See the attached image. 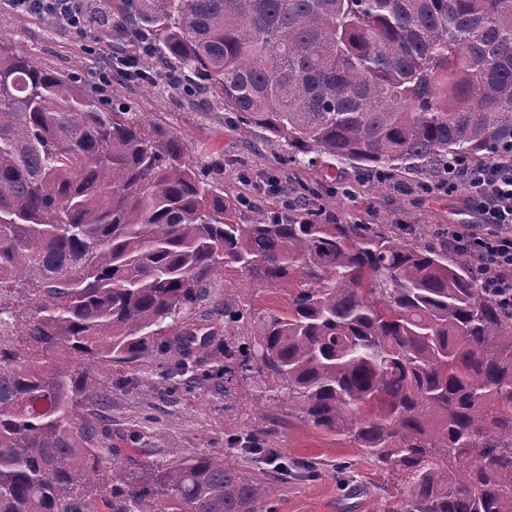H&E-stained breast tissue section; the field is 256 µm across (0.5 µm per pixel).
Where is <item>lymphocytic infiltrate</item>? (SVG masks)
Here are the masks:
<instances>
[{
  "label": "lymphocytic infiltrate",
  "mask_w": 512,
  "mask_h": 512,
  "mask_svg": "<svg viewBox=\"0 0 512 512\" xmlns=\"http://www.w3.org/2000/svg\"><path fill=\"white\" fill-rule=\"evenodd\" d=\"M86 0H12L22 14L36 11L75 31L86 30L96 22L108 23L107 15H90ZM464 184L467 206L482 223L496 226L493 234L466 232L456 226L447 231L449 250L469 257L481 287L502 301L512 302V235L499 234L502 226L512 227V163L493 162L472 167L449 166L446 178L428 184L429 192L452 191Z\"/></svg>",
  "instance_id": "obj_1"
}]
</instances>
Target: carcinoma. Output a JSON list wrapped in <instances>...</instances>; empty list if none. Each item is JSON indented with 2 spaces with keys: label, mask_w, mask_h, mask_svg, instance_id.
Listing matches in <instances>:
<instances>
[{
  "label": "carcinoma",
  "mask_w": 512,
  "mask_h": 512,
  "mask_svg": "<svg viewBox=\"0 0 512 512\" xmlns=\"http://www.w3.org/2000/svg\"><path fill=\"white\" fill-rule=\"evenodd\" d=\"M145 46L128 76L224 111L282 165L379 174L512 162V0H116ZM184 139L0 48V512H263L282 478L193 456L95 493L92 421L112 363L166 356L231 270L237 369L407 485L389 512H512V306L464 257L288 206L224 198ZM286 290L261 316L249 287ZM169 394L217 331L179 330ZM75 354L83 361L63 359Z\"/></svg>",
  "instance_id": "obj_1"
}]
</instances>
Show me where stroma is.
<instances>
[{
	"instance_id": "1",
	"label": "stroma",
	"mask_w": 512,
	"mask_h": 512,
	"mask_svg": "<svg viewBox=\"0 0 512 512\" xmlns=\"http://www.w3.org/2000/svg\"><path fill=\"white\" fill-rule=\"evenodd\" d=\"M0 40L60 74L81 73L87 87L110 84L113 95L134 111L186 137L191 158L216 168L226 199L249 194L251 217L282 210L290 188L307 187L326 217L344 224H396L401 234L420 244L433 241L451 224L479 227L480 218L468 208L464 190L422 192V184L435 180V173L409 171L378 189L371 176L348 167L285 169L279 164L281 144L235 138L223 113L196 111L176 91L129 79L120 69L101 63L89 67L87 48L116 54L111 32L82 36L64 26L47 25L43 18L19 15L0 0ZM274 180L279 183L275 190L270 187ZM234 285L231 277L213 280L207 301L184 315V322L223 327L224 298ZM159 362L157 355L148 354L131 363L112 364L98 377V388L108 398L106 406L80 407L81 416L94 418L97 432L92 444L102 473L127 475L146 466L167 467L194 455L212 454L256 473L287 466L288 480L271 504L273 512H388L392 497L399 495V486L370 457L289 415L287 402L259 392V379L233 376L220 393L213 379L201 374L190 392L170 396L158 385ZM244 386L254 389L252 398H238L236 391ZM253 433L276 449L274 460L249 451ZM297 460L314 462V475L294 468Z\"/></svg>"
}]
</instances>
